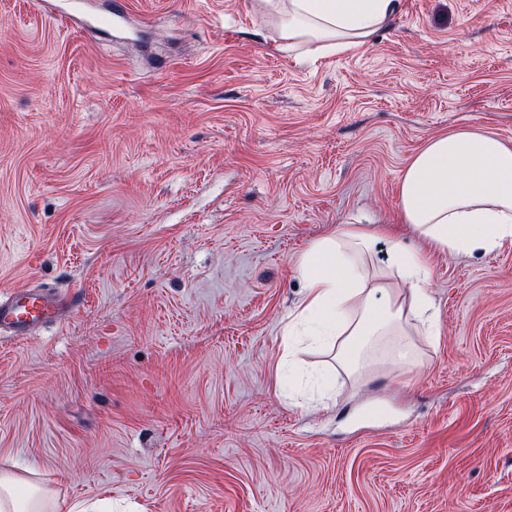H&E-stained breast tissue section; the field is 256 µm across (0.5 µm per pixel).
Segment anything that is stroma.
Masks as SVG:
<instances>
[{
    "instance_id": "35a3bbf8",
    "label": "stroma",
    "mask_w": 512,
    "mask_h": 512,
    "mask_svg": "<svg viewBox=\"0 0 512 512\" xmlns=\"http://www.w3.org/2000/svg\"><path fill=\"white\" fill-rule=\"evenodd\" d=\"M260 0H128L122 30L0 0V472L119 512H512V246L430 254L440 333L287 404L295 261L344 224L421 242L404 169L512 143V0H401L345 52L280 49ZM75 294L41 290L0 298V332L24 335L49 319H60L75 305Z\"/></svg>"
}]
</instances>
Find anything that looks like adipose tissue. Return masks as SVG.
Returning <instances> with one entry per match:
<instances>
[{"mask_svg": "<svg viewBox=\"0 0 512 512\" xmlns=\"http://www.w3.org/2000/svg\"><path fill=\"white\" fill-rule=\"evenodd\" d=\"M275 16L286 50L308 43L342 53L367 44L400 11V0H261ZM398 205L404 224L431 248L488 254L512 243V144L476 128L432 137L405 168ZM386 264L371 274L366 259L379 242ZM303 300L284 330V347L306 336L333 350L336 368L359 373L374 345L411 363L410 327L437 335L426 253L407 248L379 224H349L325 234L296 260ZM0 512H59L49 491L18 474H0Z\"/></svg>", "mask_w": 512, "mask_h": 512, "instance_id": "ef3b65f1", "label": "adipose tissue"}]
</instances>
